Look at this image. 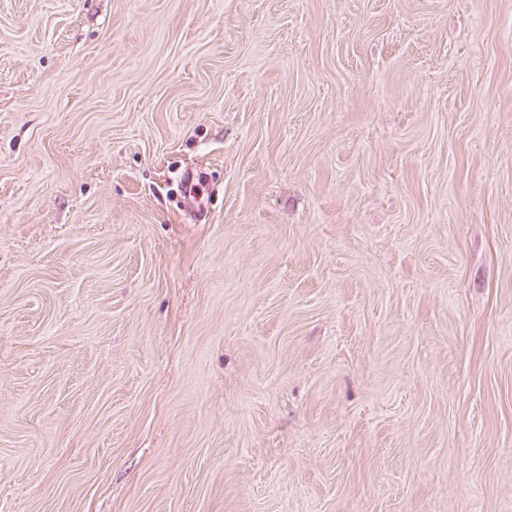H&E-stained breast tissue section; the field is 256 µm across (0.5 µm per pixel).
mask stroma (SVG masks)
I'll use <instances>...</instances> for the list:
<instances>
[{
    "instance_id": "stroma-1",
    "label": "stroma",
    "mask_w": 512,
    "mask_h": 512,
    "mask_svg": "<svg viewBox=\"0 0 512 512\" xmlns=\"http://www.w3.org/2000/svg\"><path fill=\"white\" fill-rule=\"evenodd\" d=\"M0 512H512V0H0Z\"/></svg>"
}]
</instances>
